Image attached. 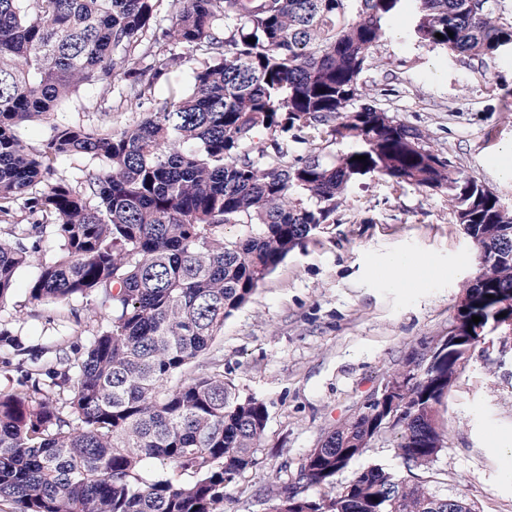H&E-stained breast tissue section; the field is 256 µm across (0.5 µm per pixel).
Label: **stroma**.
I'll return each instance as SVG.
<instances>
[{
    "mask_svg": "<svg viewBox=\"0 0 512 512\" xmlns=\"http://www.w3.org/2000/svg\"><path fill=\"white\" fill-rule=\"evenodd\" d=\"M407 28V17L393 23L363 74L378 107L512 207V54L432 51ZM146 116L117 93L87 86L50 122L22 125L16 134L36 147L53 122L120 130ZM410 258L431 263V272L411 286L394 285L385 268ZM477 271L475 246L446 197L375 174L354 179L335 224L266 278L199 361L205 371L220 360L240 394L268 408L260 471L238 478L224 512H269V487L294 478L309 449L358 413L387 371L421 343L447 336L461 284ZM37 273V264L21 267L0 302V330L14 339L0 347V390L37 387L64 397L67 389L54 386L48 372L63 370V357L86 347L105 309L80 297L31 302L27 286ZM442 417L447 447L430 470L436 493L465 499L475 512H512V337L495 332L477 343ZM374 466L401 471L394 436L375 440L336 482Z\"/></svg>",
    "mask_w": 512,
    "mask_h": 512,
    "instance_id": "obj_1",
    "label": "stroma"
}]
</instances>
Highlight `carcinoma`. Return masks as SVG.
Wrapping results in <instances>:
<instances>
[{"label":"carcinoma","mask_w":512,"mask_h":512,"mask_svg":"<svg viewBox=\"0 0 512 512\" xmlns=\"http://www.w3.org/2000/svg\"><path fill=\"white\" fill-rule=\"evenodd\" d=\"M157 2L0 0V226L31 240L0 239V301L36 262L31 301L81 296L108 309L86 350L53 372L70 385L64 402L0 391V502L16 512H223L227 489L259 467L268 409L219 363L191 367L290 254L336 223L358 175L448 197L479 261L480 284L461 289L464 319L490 323L512 297V208L378 107L362 80L402 13L433 49L507 50L500 0H168L170 27L145 45ZM168 43L204 58L143 122L54 124L36 148L15 134L84 85L124 80L125 97L151 101L183 62ZM316 124L351 149L288 160V140L306 143ZM74 156L94 165L77 185L55 177ZM49 235L54 260L40 258ZM452 374L450 363L405 384V474L374 466L336 486L382 434L387 404L328 431L270 491L269 512H474L421 476L445 449ZM301 485L325 492L301 498Z\"/></svg>","instance_id":"cac0c4a2"}]
</instances>
